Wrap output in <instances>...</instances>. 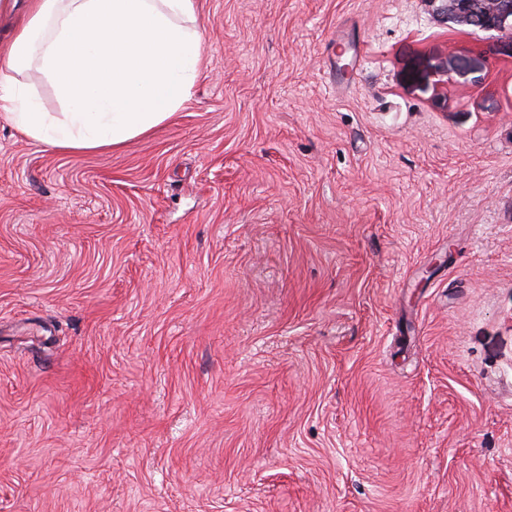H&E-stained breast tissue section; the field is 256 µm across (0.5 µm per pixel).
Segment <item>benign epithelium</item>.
I'll use <instances>...</instances> for the list:
<instances>
[{
	"instance_id": "7a95c632",
	"label": "benign epithelium",
	"mask_w": 512,
	"mask_h": 512,
	"mask_svg": "<svg viewBox=\"0 0 512 512\" xmlns=\"http://www.w3.org/2000/svg\"><path fill=\"white\" fill-rule=\"evenodd\" d=\"M440 17L452 26L469 28L481 14V30L504 34L512 30V0H430Z\"/></svg>"
}]
</instances>
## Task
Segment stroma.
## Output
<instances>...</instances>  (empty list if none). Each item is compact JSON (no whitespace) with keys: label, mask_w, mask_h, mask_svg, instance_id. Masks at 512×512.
Returning <instances> with one entry per match:
<instances>
[{"label":"stroma","mask_w":512,"mask_h":512,"mask_svg":"<svg viewBox=\"0 0 512 512\" xmlns=\"http://www.w3.org/2000/svg\"><path fill=\"white\" fill-rule=\"evenodd\" d=\"M196 6L149 134L0 118V512H512V36Z\"/></svg>","instance_id":"35a3bbf8"}]
</instances>
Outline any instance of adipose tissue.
<instances>
[{
	"label": "adipose tissue",
	"instance_id": "adipose-tissue-1",
	"mask_svg": "<svg viewBox=\"0 0 512 512\" xmlns=\"http://www.w3.org/2000/svg\"><path fill=\"white\" fill-rule=\"evenodd\" d=\"M0 43V114L58 150L118 146L167 122L190 98L202 35L196 0H21ZM58 87L65 112H42L19 82L30 65Z\"/></svg>",
	"mask_w": 512,
	"mask_h": 512
}]
</instances>
